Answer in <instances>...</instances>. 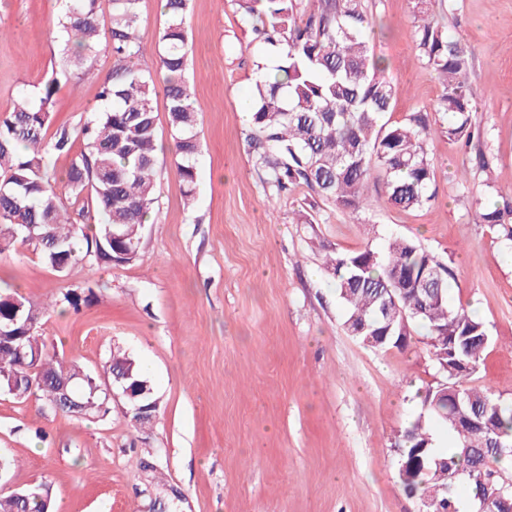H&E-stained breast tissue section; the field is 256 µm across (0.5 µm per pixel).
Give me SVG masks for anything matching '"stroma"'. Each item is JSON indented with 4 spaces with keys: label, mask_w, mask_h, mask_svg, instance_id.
Returning <instances> with one entry per match:
<instances>
[{
    "label": "stroma",
    "mask_w": 512,
    "mask_h": 512,
    "mask_svg": "<svg viewBox=\"0 0 512 512\" xmlns=\"http://www.w3.org/2000/svg\"><path fill=\"white\" fill-rule=\"evenodd\" d=\"M418 0H365L374 52L394 97L388 118L432 112L441 83L418 58ZM58 0H0V116L57 68ZM450 37L471 54L465 81L491 176L475 154L428 140L436 199L402 210L370 182L371 206L344 210L298 186L269 206L241 113L261 45L234 0H191L188 80L199 106L197 187L186 210L164 96H157L156 202L139 257L80 264L60 276L30 250L0 254V292L46 306L41 332L66 362L102 373L114 348L132 355L160 401L133 426L126 398L88 419L0 394V484L52 489L53 512H426L398 480L401 432L418 391L440 379L429 348L375 350L343 327L327 256L415 239L453 261L452 306L474 310L492 344L470 383L512 402V246L480 224L471 201L512 199V0H445ZM101 18L92 70L59 80L50 130L99 104L113 65ZM91 288L80 311L53 304Z\"/></svg>",
    "instance_id": "obj_1"
}]
</instances>
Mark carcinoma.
<instances>
[{
  "mask_svg": "<svg viewBox=\"0 0 512 512\" xmlns=\"http://www.w3.org/2000/svg\"><path fill=\"white\" fill-rule=\"evenodd\" d=\"M242 17L253 24L263 48L275 64L256 63L246 109L251 112L249 147L254 166L281 194L302 185L356 211L368 204V184L383 181L388 201L414 209L436 198L434 169L428 152L431 124L447 134L448 145L468 146L480 134L473 127V103L465 82L470 65L466 48L448 37L439 19L428 14L415 26L418 57L436 75L442 94L434 120L416 114L404 124L382 121L391 110L393 92L386 66L371 45L372 23L364 0H317L307 14L299 0H236ZM140 0H59L56 39L62 69L36 91L23 89L13 112L0 118V253L20 244L63 275L78 263L129 264L139 255L140 229L155 202L157 123L153 101L163 88L174 135L176 169L187 208H193L198 154L197 112L187 77L189 0H166L165 22L155 58H146L140 32ZM108 14V53L112 71L102 82L101 105L77 129L62 128L50 140V104L58 77L82 75L93 64L100 18ZM84 150L72 161L65 179L51 166L54 154L71 150L75 140ZM90 200L97 223L83 222L85 210L73 217L64 207L59 185ZM476 215L497 236L512 242V201H474ZM34 224L40 240H29ZM344 326L364 345L404 349L411 327L426 332L432 359L443 380L418 394L420 413L401 433L398 477L405 493L443 504L444 512H460L456 481H467L473 501L506 485L493 462L512 468V403L468 384L491 336L483 320L448 302L456 279L445 264L406 237L389 240L382 253L369 248L338 253L326 260ZM429 268L441 273L438 297L411 292V278ZM91 294L68 289L58 298L74 311ZM38 304L15 294H0V327L15 314ZM27 362L0 345V370L17 378L12 397L33 395L56 414L72 415L57 402L56 383L67 381L83 414L102 412L92 395L98 377L60 360L44 336L21 331ZM125 373L133 385V406L157 401L153 387L136 361L116 352L105 374ZM451 432L453 446L438 450L432 423ZM51 488L42 483L22 496L0 495V512H50Z\"/></svg>",
  "mask_w": 512,
  "mask_h": 512,
  "instance_id": "1",
  "label": "carcinoma"
}]
</instances>
